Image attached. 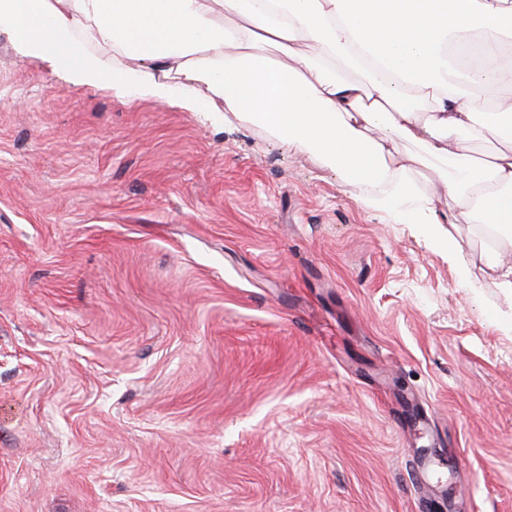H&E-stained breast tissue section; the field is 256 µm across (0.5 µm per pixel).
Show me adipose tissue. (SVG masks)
I'll list each match as a JSON object with an SVG mask.
<instances>
[{"instance_id":"adipose-tissue-1","label":"adipose tissue","mask_w":512,"mask_h":512,"mask_svg":"<svg viewBox=\"0 0 512 512\" xmlns=\"http://www.w3.org/2000/svg\"><path fill=\"white\" fill-rule=\"evenodd\" d=\"M0 19L20 45L77 57L86 80L103 77L84 50L92 42L139 61L151 92L205 84L225 111L341 171L364 205L424 226L459 271L468 264L449 225L500 236L512 226V96L502 81L456 72L445 52L474 28L483 53L512 63V0H0ZM340 62L361 79L340 77ZM487 98L494 111H478ZM472 138L504 147L479 163ZM415 160L443 196L419 190Z\"/></svg>"}]
</instances>
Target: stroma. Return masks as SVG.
Instances as JSON below:
<instances>
[{"label":"stroma","instance_id":"35a3bbf8","mask_svg":"<svg viewBox=\"0 0 512 512\" xmlns=\"http://www.w3.org/2000/svg\"><path fill=\"white\" fill-rule=\"evenodd\" d=\"M202 84L0 25V512H512V294Z\"/></svg>","mask_w":512,"mask_h":512}]
</instances>
